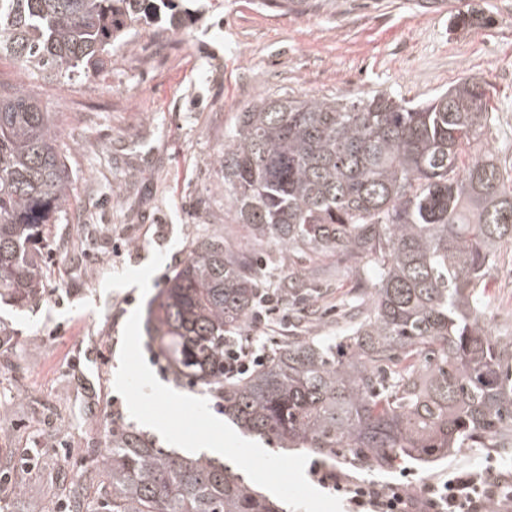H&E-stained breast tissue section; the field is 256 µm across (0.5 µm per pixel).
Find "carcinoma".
I'll use <instances>...</instances> for the list:
<instances>
[{
    "label": "carcinoma",
    "mask_w": 512,
    "mask_h": 512,
    "mask_svg": "<svg viewBox=\"0 0 512 512\" xmlns=\"http://www.w3.org/2000/svg\"><path fill=\"white\" fill-rule=\"evenodd\" d=\"M307 12L311 0H261ZM174 0H0V58L63 82L106 75L116 42ZM480 10L454 28L484 27ZM496 90L464 76L424 101L378 91L355 101L262 96L238 112L215 158L247 242L213 232L161 289L146 322L176 379L210 393L246 433L368 467L430 462L460 448L512 453V328L485 326V290L512 247V168L474 145L495 120ZM54 112L0 82V298L17 307L44 289L47 226L70 206L72 181ZM288 261L280 295L341 283L372 268L341 301L346 334L294 336L261 365L224 379V340L259 306L262 254ZM336 259V265L325 261ZM96 497L75 512H286L224 463L112 430Z\"/></svg>",
    "instance_id": "cac0c4a2"
}]
</instances>
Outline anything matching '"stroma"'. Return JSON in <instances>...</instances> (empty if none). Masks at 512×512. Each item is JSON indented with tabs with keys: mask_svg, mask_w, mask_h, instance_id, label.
<instances>
[{
	"mask_svg": "<svg viewBox=\"0 0 512 512\" xmlns=\"http://www.w3.org/2000/svg\"><path fill=\"white\" fill-rule=\"evenodd\" d=\"M178 30L156 23L116 44L107 76L28 83L62 129L70 213L52 225L46 279L33 307L0 301V512H71L77 475L90 474L114 421L131 423L115 389L124 325L166 284L197 237L245 241L224 201L215 157L237 112L264 95L353 99L387 91L424 100L459 78L495 84V121L482 150L512 163V0H329L303 14L258 0H176ZM481 29L450 30L470 9ZM488 327L512 325V254L488 278ZM490 454L464 448L431 464L367 468L337 454L358 479L393 481L402 470L435 478Z\"/></svg>",
	"mask_w": 512,
	"mask_h": 512,
	"instance_id": "1",
	"label": "stroma"
}]
</instances>
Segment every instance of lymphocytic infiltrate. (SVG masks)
I'll use <instances>...</instances> for the list:
<instances>
[{
  "label": "lymphocytic infiltrate",
  "mask_w": 512,
  "mask_h": 512,
  "mask_svg": "<svg viewBox=\"0 0 512 512\" xmlns=\"http://www.w3.org/2000/svg\"><path fill=\"white\" fill-rule=\"evenodd\" d=\"M309 471L321 486L344 496L352 512H485L491 501L499 512H512V474L493 464L449 469L446 478L424 482L416 492L401 482L353 481L317 460Z\"/></svg>",
  "instance_id": "obj_1"
}]
</instances>
